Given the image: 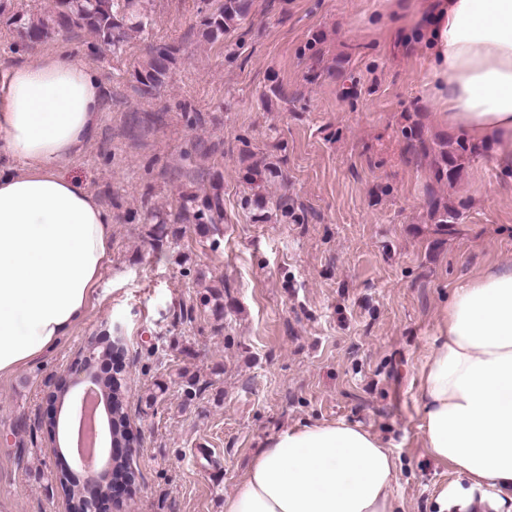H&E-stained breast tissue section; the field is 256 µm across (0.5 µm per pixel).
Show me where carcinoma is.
<instances>
[{"label":"carcinoma","mask_w":512,"mask_h":512,"mask_svg":"<svg viewBox=\"0 0 512 512\" xmlns=\"http://www.w3.org/2000/svg\"><path fill=\"white\" fill-rule=\"evenodd\" d=\"M145 0H53L52 8L41 15L25 18L18 16L20 39L26 44L43 41L52 32H70L75 29L87 30L97 42L113 52L122 50L134 34L144 32L148 25ZM248 12V0H222L218 9L206 14L201 21L202 36L209 42L224 39V34L243 20ZM177 49L173 46L153 48L148 58L136 71L141 91L150 94L161 87L169 76L176 61ZM402 136L413 152L429 158L433 179L438 184H454L460 178L464 165L473 157L486 150V145L469 143L464 139L441 138L427 143L422 127L412 123L402 129ZM278 177L276 167L268 163L252 166L249 181L261 188ZM181 215L193 223L206 228L224 220V194L220 178H215L210 189L199 194L187 193L180 203ZM430 217L436 231L446 232L460 219V211L433 198L430 201ZM114 346L107 337L96 340V357L85 361L86 368L93 372L99 362L107 360ZM102 391L112 400V441L125 446L130 441L125 435L126 412L120 406L123 390L120 383L111 377H99ZM56 480L67 500L70 512H80L82 507L81 486L73 481L66 468H61Z\"/></svg>","instance_id":"carcinoma-1"}]
</instances>
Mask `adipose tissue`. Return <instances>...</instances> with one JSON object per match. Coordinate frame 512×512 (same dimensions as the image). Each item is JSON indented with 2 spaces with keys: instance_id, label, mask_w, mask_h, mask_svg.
Instances as JSON below:
<instances>
[{
  "instance_id": "ef3b65f1",
  "label": "adipose tissue",
  "mask_w": 512,
  "mask_h": 512,
  "mask_svg": "<svg viewBox=\"0 0 512 512\" xmlns=\"http://www.w3.org/2000/svg\"><path fill=\"white\" fill-rule=\"evenodd\" d=\"M414 15L425 84L442 121L494 141L512 174V0H424ZM101 81L56 51L11 67L0 89V378L52 353L87 315L110 257L112 214L59 167L79 155L101 112ZM422 442L457 479L437 512H512V265L455 288L418 371ZM400 464L345 420L269 437L224 512H398Z\"/></svg>"
}]
</instances>
